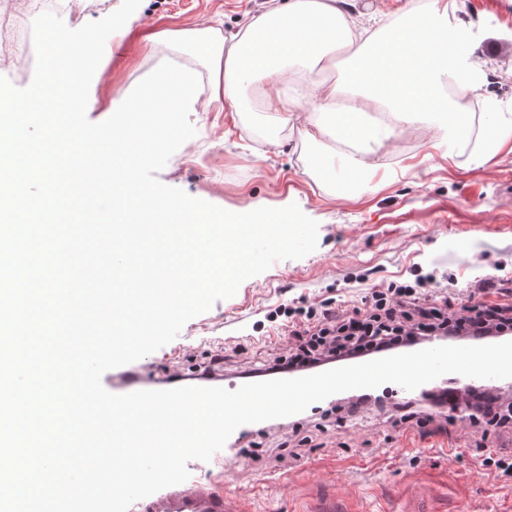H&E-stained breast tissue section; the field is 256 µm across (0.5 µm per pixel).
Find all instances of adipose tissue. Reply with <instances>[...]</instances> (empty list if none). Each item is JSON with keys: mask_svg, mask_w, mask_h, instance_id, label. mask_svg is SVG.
Masks as SVG:
<instances>
[{"mask_svg": "<svg viewBox=\"0 0 512 512\" xmlns=\"http://www.w3.org/2000/svg\"><path fill=\"white\" fill-rule=\"evenodd\" d=\"M357 0H269L267 7L253 16L243 31L225 40L219 36L204 39L211 56L213 82L210 98L226 103L233 112L242 111L241 92L247 84L263 79L291 80L296 95H263L264 112L288 126L296 119L316 126L313 115L303 114L307 99L318 102L319 112L330 118V131L340 142H351V154H328L322 161V173L335 174L337 166L369 174L376 151L392 133L361 136L370 107L384 102L385 93L350 105H341L339 85L318 79L320 70L334 67L336 58L349 54L360 65L350 73L353 82L373 84L377 75L407 69L405 79L396 82L393 92L399 98V112L463 113L472 95H489V69L473 51L461 50L463 30L449 25L448 15L455 12L456 0H430L426 13L415 16L405 7L391 11L398 24L390 30L389 43L377 33H364L353 16Z\"/></svg>", "mask_w": 512, "mask_h": 512, "instance_id": "ef3b65f1", "label": "adipose tissue"}]
</instances>
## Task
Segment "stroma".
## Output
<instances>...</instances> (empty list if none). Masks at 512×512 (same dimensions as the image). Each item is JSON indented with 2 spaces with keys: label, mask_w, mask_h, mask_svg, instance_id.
<instances>
[{
  "label": "stroma",
  "mask_w": 512,
  "mask_h": 512,
  "mask_svg": "<svg viewBox=\"0 0 512 512\" xmlns=\"http://www.w3.org/2000/svg\"><path fill=\"white\" fill-rule=\"evenodd\" d=\"M266 0H142L132 33L112 34V52L100 63L89 92L87 117H110L136 85L162 62L192 70L211 85L207 54L177 40V32L209 26L232 37L260 13ZM465 41L481 42L485 58L499 65L491 89L512 98V0H460L457 13ZM246 112L231 117L211 105L191 113L197 133L158 174L188 195L235 213L297 203L318 225V246L307 256L276 261L244 281L230 299L189 320L179 336L141 358L153 373L185 372L206 362L210 336L239 337L246 353L224 346L228 372L260 368L285 340L269 314L283 304H359L380 281H410L434 274L477 290L485 279L497 287L486 302L512 299V149L502 148L485 164L482 147L444 139L430 118L391 137L380 150L375 172L361 187L337 191L323 178L314 157L330 149V136L308 141L297 121L280 127L261 112L245 89ZM318 448L301 459L254 462L238 458L228 469L190 465V479H224L226 492L249 512H299L306 501L330 496L357 512H512V480H493L471 450L512 454V432L481 438L457 423L422 434L395 430L370 412L340 431L325 433Z\"/></svg>",
  "instance_id": "obj_1"
}]
</instances>
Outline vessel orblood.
Masks as SVG:
<instances>
[{"instance_id":"1","label":"vessel or blood","mask_w":512,"mask_h":512,"mask_svg":"<svg viewBox=\"0 0 512 512\" xmlns=\"http://www.w3.org/2000/svg\"><path fill=\"white\" fill-rule=\"evenodd\" d=\"M266 378V373L261 371L253 374L227 373L220 367L208 376L171 369L149 377L140 366L127 364L107 371L102 377V384L111 393L126 394L138 390H163L180 386L222 387L233 390L243 384L260 382ZM468 383L471 382L467 377L447 374L412 391L387 383L381 386L380 392L382 398L388 401L414 404L424 400L429 392L442 389L448 393L447 409L457 411L461 408L458 398ZM264 428L265 425L261 422L237 428L224 447L212 456V463L231 465L236 449L248 447L253 437ZM131 512H241V507L231 503L224 491L223 481L217 479L207 485L184 482L166 487L134 502Z\"/></svg>"}]
</instances>
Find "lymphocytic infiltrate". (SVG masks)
<instances>
[{"mask_svg":"<svg viewBox=\"0 0 512 512\" xmlns=\"http://www.w3.org/2000/svg\"><path fill=\"white\" fill-rule=\"evenodd\" d=\"M273 315L287 318L288 337L281 351L270 354L264 363L271 373L285 366L314 370L335 361L380 354L419 337L459 331L484 337L512 329V301H479L456 282L441 286L430 276L373 285L358 306L313 303L298 311L280 307ZM361 408L385 414L395 428L411 422L423 428L436 421H452L440 396L390 407L378 396L362 395L350 402L347 411L352 414ZM464 419L469 428L484 433L512 430V407H500L497 398L474 391L464 406Z\"/></svg>","mask_w":512,"mask_h":512,"instance_id":"lymphocytic-infiltrate-1","label":"lymphocytic infiltrate"}]
</instances>
